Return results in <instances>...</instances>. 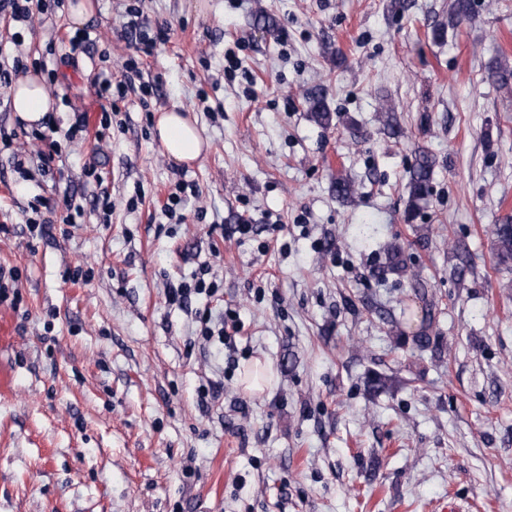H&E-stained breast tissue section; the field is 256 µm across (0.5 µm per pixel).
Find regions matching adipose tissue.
I'll return each mask as SVG.
<instances>
[{
    "mask_svg": "<svg viewBox=\"0 0 512 512\" xmlns=\"http://www.w3.org/2000/svg\"><path fill=\"white\" fill-rule=\"evenodd\" d=\"M12 109L27 126H35L54 107L47 85L38 79L25 77L11 89ZM156 136L168 161L176 165H189L200 159L205 140L183 106L176 105L158 114Z\"/></svg>",
    "mask_w": 512,
    "mask_h": 512,
    "instance_id": "ef3b65f1",
    "label": "adipose tissue"
}]
</instances>
